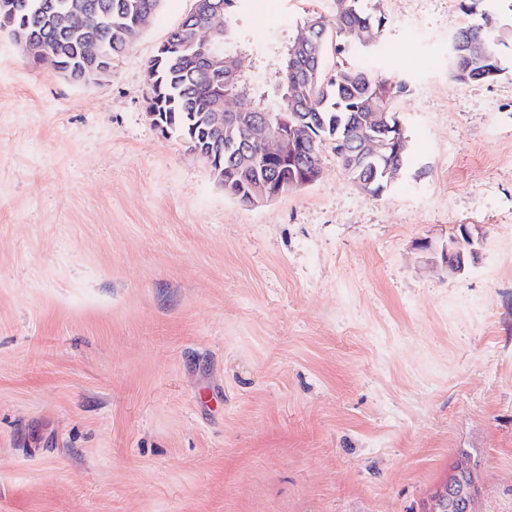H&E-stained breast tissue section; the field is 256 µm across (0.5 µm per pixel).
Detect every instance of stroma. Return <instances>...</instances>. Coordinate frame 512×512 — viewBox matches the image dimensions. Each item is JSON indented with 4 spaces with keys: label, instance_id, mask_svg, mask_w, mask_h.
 Returning <instances> with one entry per match:
<instances>
[{
    "label": "stroma",
    "instance_id": "stroma-1",
    "mask_svg": "<svg viewBox=\"0 0 512 512\" xmlns=\"http://www.w3.org/2000/svg\"><path fill=\"white\" fill-rule=\"evenodd\" d=\"M460 0H384L358 54L405 84L407 166L374 198L332 148L245 207L145 109L194 0H161L100 86L0 35V512H426L469 471L512 512V67L458 84ZM332 0H237L261 63ZM485 238L453 273L434 252ZM431 250H421V242Z\"/></svg>",
    "mask_w": 512,
    "mask_h": 512
}]
</instances>
